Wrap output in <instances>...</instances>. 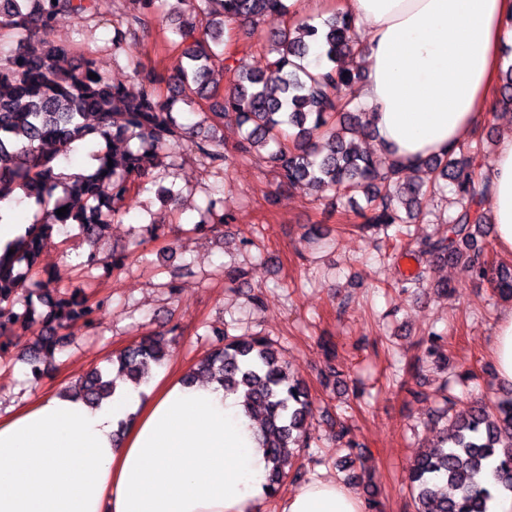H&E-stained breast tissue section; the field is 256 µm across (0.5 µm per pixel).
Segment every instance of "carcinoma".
<instances>
[{"label": "carcinoma", "mask_w": 512, "mask_h": 512, "mask_svg": "<svg viewBox=\"0 0 512 512\" xmlns=\"http://www.w3.org/2000/svg\"><path fill=\"white\" fill-rule=\"evenodd\" d=\"M93 2L0 0V50L9 47L0 56V201L33 199L41 206L25 233L0 251V338L30 322L43 325L24 356L33 377L68 343L64 330L78 320L92 323L100 308L84 295L67 296L52 287V276L41 278L47 241L71 231L91 243L104 238L126 213L132 185L153 182L160 153L179 139L190 140L211 167L224 168L229 156L216 130L228 118L241 130L238 155L264 152L280 185L307 184L350 202L363 197L357 212L369 231L425 220L424 184L409 178L393 158L378 164L352 139L356 131L370 134L373 128L353 95L363 70L344 66L355 32L348 13L271 29L265 37L271 55L267 70L244 72L227 64L233 79L222 89L212 81V68L224 54L225 23L257 25L285 17L287 5L284 0H176L184 13L172 33L185 45V64L171 78L172 92L162 96L154 85L164 78L154 72L136 83L115 85L90 57L78 69L59 68L60 59L81 51L73 44L46 42L39 53L26 50L27 41L50 30L58 15L82 17ZM165 2L128 0L127 30L136 31L150 13L165 18ZM312 54L321 69L316 75L307 61ZM215 96L221 104L202 113L200 122L178 121V104ZM78 150L87 158L82 172L58 173ZM478 153L477 148L468 156L452 149L426 163L434 173L431 188L451 189L461 205L448 217L446 230L424 237L414 256L419 264L458 265L467 278L488 282L495 297L512 300V266L491 262L476 240L481 226L490 223L483 207L490 185L479 171ZM62 207L67 214L60 217L56 210ZM215 335L224 340L190 369L185 381L201 376L217 382L225 392L240 395L244 408L260 418L261 448L269 465L264 487L272 498L299 449L310 447L312 400L267 339L229 337L222 330ZM441 341V334L429 332L418 342L423 356L438 367L446 364ZM165 359L161 339L142 338L112 355L111 367L80 376L71 390L87 403H99L115 393L120 381L137 388L148 384L151 368ZM408 392L418 402H433L441 415L456 405L446 383L433 393L412 387ZM349 434L345 422L332 423V440L349 450L338 468L345 480L371 487L372 477L353 469ZM407 480L412 512H488L498 493H512V395L494 404L479 398L467 403L414 455Z\"/></svg>", "instance_id": "carcinoma-1"}]
</instances>
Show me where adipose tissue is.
<instances>
[{"mask_svg":"<svg viewBox=\"0 0 512 512\" xmlns=\"http://www.w3.org/2000/svg\"><path fill=\"white\" fill-rule=\"evenodd\" d=\"M356 20L355 96L377 145L407 170L461 146L495 110L512 0H338ZM495 245L512 254V132L486 173ZM256 421L215 382L153 368L147 397L100 406L58 393L0 416V512H261ZM285 512H365L336 480L292 491Z\"/></svg>","mask_w":512,"mask_h":512,"instance_id":"obj_1","label":"adipose tissue"}]
</instances>
